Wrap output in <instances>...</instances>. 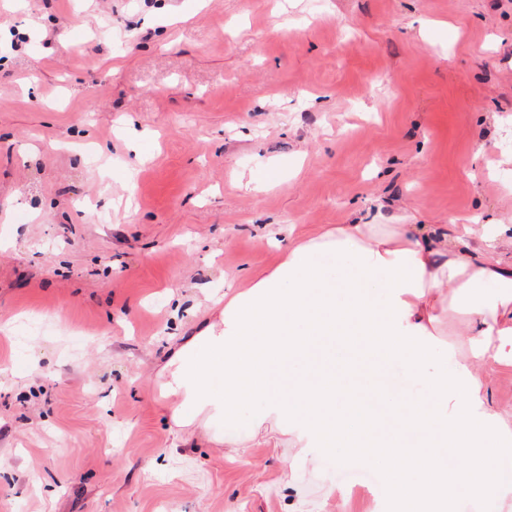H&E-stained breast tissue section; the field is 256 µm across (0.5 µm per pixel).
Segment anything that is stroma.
I'll return each instance as SVG.
<instances>
[{"mask_svg": "<svg viewBox=\"0 0 512 512\" xmlns=\"http://www.w3.org/2000/svg\"><path fill=\"white\" fill-rule=\"evenodd\" d=\"M512 224V0H0V512H393L174 447L155 373L268 225Z\"/></svg>", "mask_w": 512, "mask_h": 512, "instance_id": "35a3bbf8", "label": "stroma"}]
</instances>
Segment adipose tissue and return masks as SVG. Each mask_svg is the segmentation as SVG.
<instances>
[{
	"instance_id": "adipose-tissue-1",
	"label": "adipose tissue",
	"mask_w": 512,
	"mask_h": 512,
	"mask_svg": "<svg viewBox=\"0 0 512 512\" xmlns=\"http://www.w3.org/2000/svg\"><path fill=\"white\" fill-rule=\"evenodd\" d=\"M277 263L230 287L211 318L169 350L156 373V395L174 439L202 436L227 448L257 439L272 448L323 453L336 444L353 459L388 451L398 512H452L460 490L502 512L498 471L473 469L489 449L512 443V418L486 407L484 374L512 364V262L491 253L512 248V225L475 236L470 225L339 224L296 238L285 228ZM462 315L468 348L454 372L430 370L426 358L445 335L449 313ZM333 336L361 364L310 373L296 363ZM403 365L424 398L396 406L392 432L377 433L358 393L378 371ZM254 405L248 433L240 410ZM456 449L449 471L429 448ZM430 472L428 482L412 477Z\"/></svg>"
}]
</instances>
